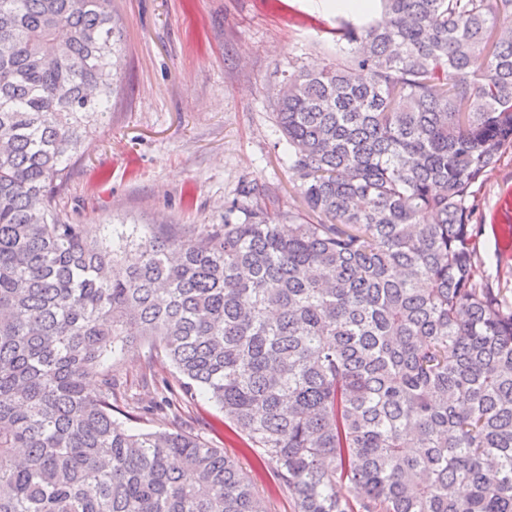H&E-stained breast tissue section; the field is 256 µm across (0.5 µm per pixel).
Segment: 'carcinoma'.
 I'll return each instance as SVG.
<instances>
[{
	"mask_svg": "<svg viewBox=\"0 0 512 512\" xmlns=\"http://www.w3.org/2000/svg\"><path fill=\"white\" fill-rule=\"evenodd\" d=\"M379 2L278 91L302 207L182 229L61 219L120 34L110 0H0V512H270L205 437L126 426L199 395L292 512H512V300L470 224L512 147V0ZM135 345L174 370L149 407Z\"/></svg>",
	"mask_w": 512,
	"mask_h": 512,
	"instance_id": "cac0c4a2",
	"label": "carcinoma"
}]
</instances>
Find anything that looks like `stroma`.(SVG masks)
<instances>
[{"label":"stroma","instance_id":"obj_1","mask_svg":"<svg viewBox=\"0 0 512 512\" xmlns=\"http://www.w3.org/2000/svg\"><path fill=\"white\" fill-rule=\"evenodd\" d=\"M122 37L120 88L70 169L57 205L73 224H220L232 204L297 200V176L274 117L285 70L325 64L330 28L349 15L325 0H111ZM477 278L512 289V149L476 192ZM149 400L171 378L120 363ZM223 413L197 399L185 420L230 454L241 444Z\"/></svg>","mask_w":512,"mask_h":512}]
</instances>
